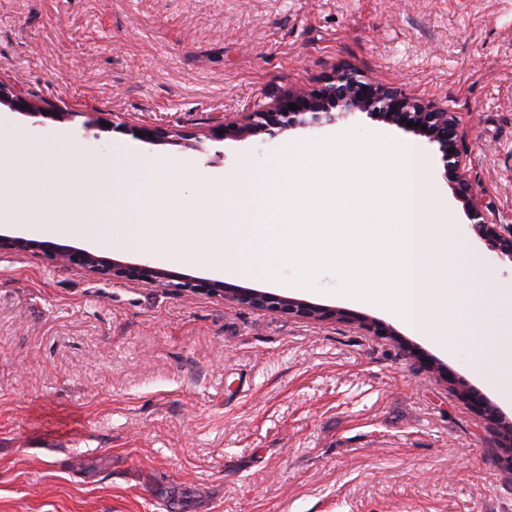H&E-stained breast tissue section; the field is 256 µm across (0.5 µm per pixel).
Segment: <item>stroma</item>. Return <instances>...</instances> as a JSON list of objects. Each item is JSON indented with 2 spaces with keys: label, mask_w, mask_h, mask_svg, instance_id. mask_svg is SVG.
Returning a JSON list of instances; mask_svg holds the SVG:
<instances>
[{
  "label": "stroma",
  "mask_w": 512,
  "mask_h": 512,
  "mask_svg": "<svg viewBox=\"0 0 512 512\" xmlns=\"http://www.w3.org/2000/svg\"><path fill=\"white\" fill-rule=\"evenodd\" d=\"M349 64L448 105L468 176L512 225V0H0V81L59 122L0 104V147L34 165L146 155L214 179L270 170L271 141L214 142V117L311 87ZM95 113L117 130L82 132ZM203 135L200 149L130 126ZM415 142L467 248L488 257ZM308 321L221 297L98 281L41 252H0V512H512L492 425L409 352L418 347L512 418L486 344L444 354L383 310ZM393 326L397 339L361 328Z\"/></svg>",
  "instance_id": "stroma-1"
}]
</instances>
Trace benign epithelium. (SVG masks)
Listing matches in <instances>:
<instances>
[{"label": "benign epithelium", "instance_id": "obj_1", "mask_svg": "<svg viewBox=\"0 0 512 512\" xmlns=\"http://www.w3.org/2000/svg\"><path fill=\"white\" fill-rule=\"evenodd\" d=\"M5 101L18 111H34L24 92L0 82V103ZM291 103L298 109H290ZM357 112L406 129L437 145L444 176L450 183L454 199L462 204L469 229L486 242L495 259L512 262V228L493 222L489 216V203L474 190L468 178L469 158L462 146L465 127L458 113L438 102L426 101L397 87L376 82L354 66L340 67L317 87L291 90L270 103L257 100L249 111L216 121L205 137L216 142L227 139L243 141L258 136L265 140L274 139L290 130L332 126ZM409 123L412 124L410 128L407 127ZM0 251H40L53 261L78 265L100 280H125L185 292H204L256 310L280 312L314 321L343 315L340 310L314 306L290 297L236 288L218 280L174 275L145 265L116 263L90 251L60 248L21 237L1 234ZM359 322L377 336L397 337L394 328L384 322H370L365 317L359 318ZM408 349L419 358L424 368L453 386L459 397L470 403L483 420L497 427L509 448L503 462L512 470V421L497 405L471 389L443 363L421 354L412 345Z\"/></svg>", "mask_w": 512, "mask_h": 512}]
</instances>
